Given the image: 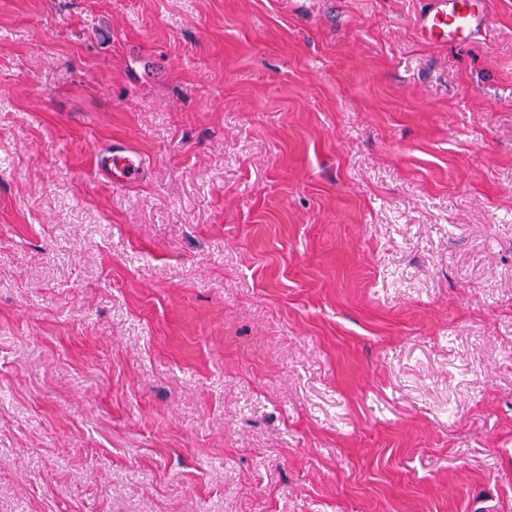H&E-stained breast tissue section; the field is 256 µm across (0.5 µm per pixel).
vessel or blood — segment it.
Masks as SVG:
<instances>
[{
    "label": "vessel or blood",
    "mask_w": 512,
    "mask_h": 512,
    "mask_svg": "<svg viewBox=\"0 0 512 512\" xmlns=\"http://www.w3.org/2000/svg\"><path fill=\"white\" fill-rule=\"evenodd\" d=\"M489 22V0H428L417 18L424 39L442 45H459L483 32ZM145 160L123 143H113L95 155L96 174L116 185L141 177Z\"/></svg>",
    "instance_id": "1"
}]
</instances>
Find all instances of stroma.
<instances>
[{"label": "stroma", "instance_id": "1", "mask_svg": "<svg viewBox=\"0 0 512 512\" xmlns=\"http://www.w3.org/2000/svg\"><path fill=\"white\" fill-rule=\"evenodd\" d=\"M423 2L0 0V512H512V0ZM416 22L424 39L460 45L486 29L489 0H429ZM95 173L114 185H123L141 177L145 160L135 150L121 142L95 154Z\"/></svg>", "mask_w": 512, "mask_h": 512}]
</instances>
